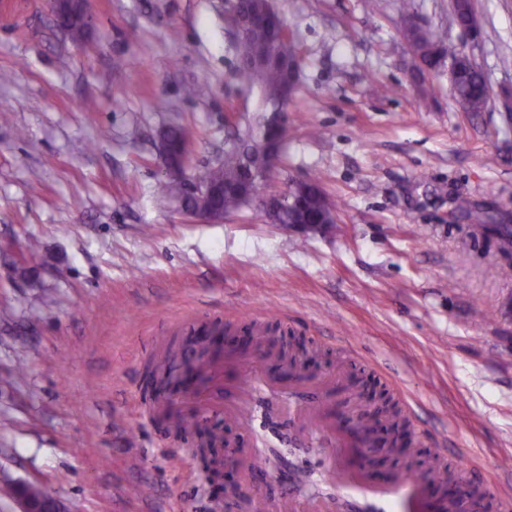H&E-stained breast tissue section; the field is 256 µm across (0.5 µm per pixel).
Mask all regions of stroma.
I'll list each match as a JSON object with an SVG mask.
<instances>
[{
	"mask_svg": "<svg viewBox=\"0 0 512 512\" xmlns=\"http://www.w3.org/2000/svg\"><path fill=\"white\" fill-rule=\"evenodd\" d=\"M450 4L410 0L470 53L493 92L482 112L408 49L399 0H273L300 68L268 187L315 179L337 205L305 236L254 205L194 221L170 189L169 126L192 132L190 181L260 115L224 0H91L80 43L47 0H0V512H19L22 482L65 512H224L192 440L157 419L147 367L215 326L236 344L252 321L390 397L421 468L512 512V0H471L472 34ZM195 83L206 94L187 97ZM315 453L265 494L328 492Z\"/></svg>",
	"mask_w": 512,
	"mask_h": 512,
	"instance_id": "35a3bbf8",
	"label": "stroma"
}]
</instances>
